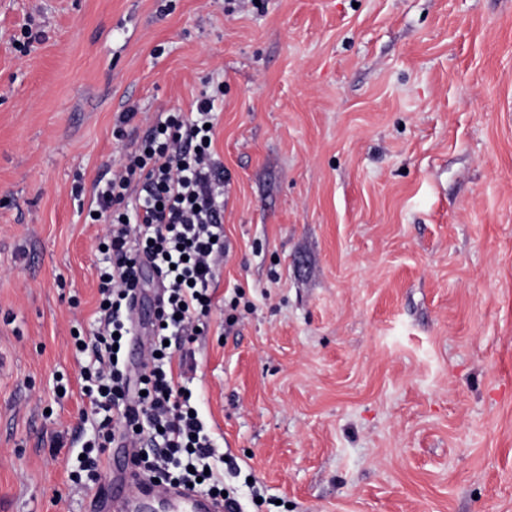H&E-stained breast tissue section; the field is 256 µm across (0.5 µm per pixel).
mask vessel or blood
Segmentation results:
<instances>
[{"mask_svg":"<svg viewBox=\"0 0 512 512\" xmlns=\"http://www.w3.org/2000/svg\"><path fill=\"white\" fill-rule=\"evenodd\" d=\"M156 499L164 500L173 512H224L221 501L198 496L185 488L150 483L128 456L116 466L111 483L93 497L94 502H107L113 512H148Z\"/></svg>","mask_w":512,"mask_h":512,"instance_id":"1","label":"vessel or blood"}]
</instances>
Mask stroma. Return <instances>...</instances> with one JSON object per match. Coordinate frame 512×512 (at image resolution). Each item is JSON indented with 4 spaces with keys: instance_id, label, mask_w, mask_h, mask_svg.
<instances>
[{
    "instance_id": "obj_1",
    "label": "stroma",
    "mask_w": 512,
    "mask_h": 512,
    "mask_svg": "<svg viewBox=\"0 0 512 512\" xmlns=\"http://www.w3.org/2000/svg\"><path fill=\"white\" fill-rule=\"evenodd\" d=\"M219 84L226 486L512 512V0H0V512H86L95 185Z\"/></svg>"
}]
</instances>
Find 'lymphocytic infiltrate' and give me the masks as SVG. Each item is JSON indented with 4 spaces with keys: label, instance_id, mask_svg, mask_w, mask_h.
Listing matches in <instances>:
<instances>
[{
    "label": "lymphocytic infiltrate",
    "instance_id": "lymphocytic-infiltrate-1",
    "mask_svg": "<svg viewBox=\"0 0 512 512\" xmlns=\"http://www.w3.org/2000/svg\"><path fill=\"white\" fill-rule=\"evenodd\" d=\"M218 95L188 112L158 119L126 151L111 178L97 186L98 213L108 222L98 265L100 299L90 336H76L85 358L84 421L95 434L83 464L98 469L114 442L150 445L139 471L161 484L189 485L222 499L224 512H243L224 490V451L180 376L193 368L192 343L206 330L212 285L224 262V172L214 157ZM156 276L150 334L134 318L143 272ZM141 348L132 362L128 345Z\"/></svg>",
    "mask_w": 512,
    "mask_h": 512
}]
</instances>
